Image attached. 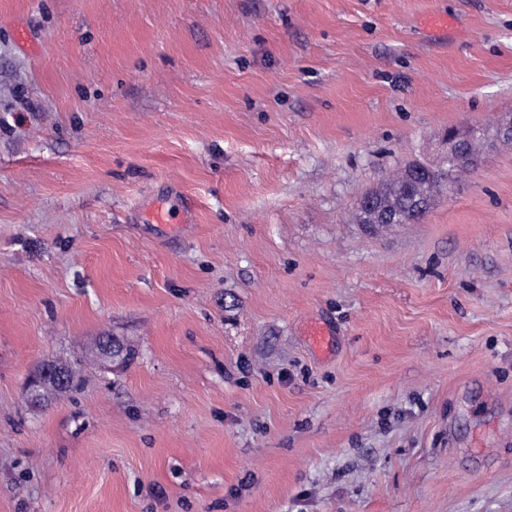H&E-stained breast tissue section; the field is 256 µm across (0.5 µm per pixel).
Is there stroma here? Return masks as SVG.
I'll use <instances>...</instances> for the list:
<instances>
[{"label":"stroma","mask_w":512,"mask_h":512,"mask_svg":"<svg viewBox=\"0 0 512 512\" xmlns=\"http://www.w3.org/2000/svg\"><path fill=\"white\" fill-rule=\"evenodd\" d=\"M509 112L512 0H0V512H512V142L357 219ZM411 166L420 167L423 170L420 175L419 190L416 194L421 195L425 193L432 196V203H424L421 199L419 200L417 198L418 195L416 196L414 193L408 192L407 178L414 182L421 172L420 168H410L407 170V168ZM469 168L467 164L460 162L448 172H442V169L433 167L427 163L415 162L398 170L379 187L373 189L375 191L368 194H375L379 199V204L395 214L396 218H399L402 224H415L425 217L436 201L437 198H434V196L436 193H439L436 187L439 180L448 179V176H450L455 169L457 173L467 171ZM421 203L423 205H420ZM390 211H380L379 215L375 216V218H379V222L376 224H387L388 221L393 220L394 216ZM96 354L105 365L117 369L125 364L128 350L116 336H103L96 345ZM65 369L59 365L44 364L34 371L29 376L26 384L27 399L30 403L39 405L43 402L42 396L48 388L63 389L67 387L68 379L69 387L62 391L69 390V388L75 384L78 374L72 367H67Z\"/></svg>","instance_id":"stroma-1"}]
</instances>
